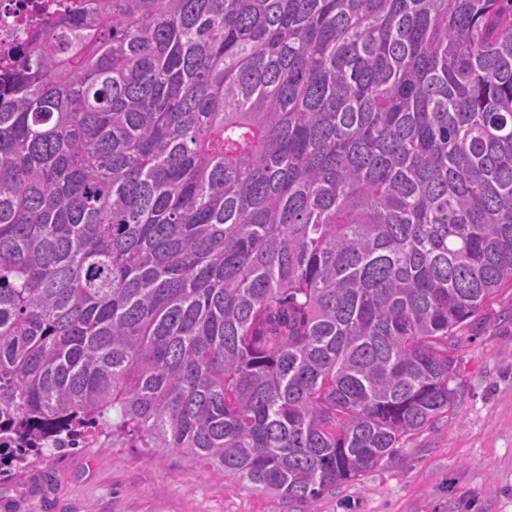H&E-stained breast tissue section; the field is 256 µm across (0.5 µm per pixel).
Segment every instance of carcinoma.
Returning a JSON list of instances; mask_svg holds the SVG:
<instances>
[{
	"instance_id": "1",
	"label": "carcinoma",
	"mask_w": 512,
	"mask_h": 512,
	"mask_svg": "<svg viewBox=\"0 0 512 512\" xmlns=\"http://www.w3.org/2000/svg\"><path fill=\"white\" fill-rule=\"evenodd\" d=\"M505 288L512 0H95L0 76V467L95 432L314 501Z\"/></svg>"
}]
</instances>
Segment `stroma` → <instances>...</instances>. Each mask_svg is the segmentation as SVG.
Wrapping results in <instances>:
<instances>
[{
    "mask_svg": "<svg viewBox=\"0 0 512 512\" xmlns=\"http://www.w3.org/2000/svg\"><path fill=\"white\" fill-rule=\"evenodd\" d=\"M452 411L313 502L235 485L172 450L102 436L0 475V512H512V290L451 351Z\"/></svg>",
    "mask_w": 512,
    "mask_h": 512,
    "instance_id": "stroma-1",
    "label": "stroma"
}]
</instances>
